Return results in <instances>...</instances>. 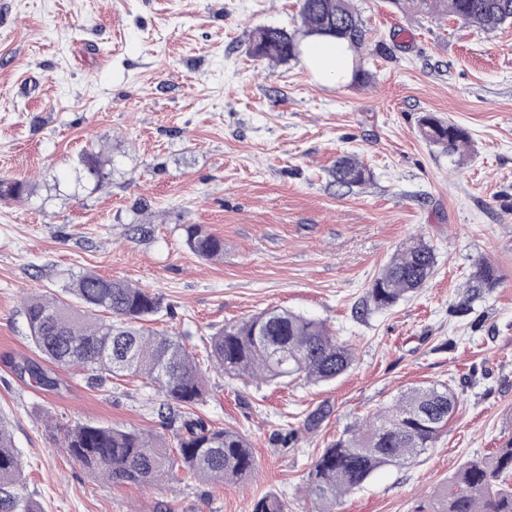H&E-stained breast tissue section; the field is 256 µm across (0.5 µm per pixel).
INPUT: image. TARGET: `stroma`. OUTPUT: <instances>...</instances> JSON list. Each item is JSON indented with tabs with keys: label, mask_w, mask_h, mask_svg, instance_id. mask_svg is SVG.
<instances>
[{
	"label": "stroma",
	"mask_w": 512,
	"mask_h": 512,
	"mask_svg": "<svg viewBox=\"0 0 512 512\" xmlns=\"http://www.w3.org/2000/svg\"><path fill=\"white\" fill-rule=\"evenodd\" d=\"M353 5L367 77L335 85L303 60L249 49V29L299 28L297 0H0V178L33 186L0 201V419L21 455L20 491L41 512H251L269 494L310 512L303 487L322 449L411 387L455 389L447 433L415 464L379 470L339 512H430L465 461L512 440V24ZM428 113L468 130L462 154L421 137ZM88 150L107 161L103 186L83 176ZM348 154L372 171L351 190L330 175ZM186 224L223 238V259L194 254ZM416 237L436 255L425 287L364 308ZM480 259L501 284L457 311ZM86 271L161 294L170 311L153 328L200 359L225 324L272 308L326 322L356 359L320 384L210 370L203 402L168 412L135 376L97 385L60 368V390H42L18 371L40 359L22 302ZM320 408L324 421L305 430ZM190 418L244 434L253 477L110 484L58 443L99 424L173 448ZM287 428L297 435L284 446Z\"/></svg>",
	"instance_id": "1"
}]
</instances>
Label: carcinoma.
<instances>
[{
	"instance_id": "obj_1",
	"label": "carcinoma",
	"mask_w": 512,
	"mask_h": 512,
	"mask_svg": "<svg viewBox=\"0 0 512 512\" xmlns=\"http://www.w3.org/2000/svg\"><path fill=\"white\" fill-rule=\"evenodd\" d=\"M302 32L263 26L249 42L254 56L276 61L298 58L292 47L299 35L314 36L318 28L349 42L360 53L365 31L352 0H299ZM417 13L451 15L465 25L486 30L512 23V0H408ZM429 144L457 154L469 136L462 127L431 113L420 121ZM87 173L106 177L103 162L83 156ZM336 184L347 189L371 179L370 170L354 155L336 160ZM31 185L20 179H0V201L20 200ZM188 248L201 258L224 255V241L198 224L183 226ZM436 257L422 239L395 253L370 288L366 305L390 308L424 287L434 273ZM500 274L486 260L474 264L466 294L457 305L466 310L485 292L498 287ZM35 349L57 367H78L103 383L132 374L146 380L166 404L189 408L203 401L207 390L203 371L180 337L166 330L143 329L140 323L168 310L164 298L130 282L84 272L52 297L36 296L24 305ZM211 366L244 380L272 382L302 377L328 382L344 374L354 361L353 350L339 341L326 324L288 309L273 308L249 319L228 323L210 337ZM39 386L56 389L59 380L41 365L24 367ZM458 407V396L447 384L413 387L331 441L313 462L305 487L313 512H336L337 501L361 487L378 470L412 465L439 437ZM60 447L74 461L113 484L149 485L184 470L204 484L243 482L255 469L247 439L231 428H209L198 420L185 422V434L171 453L161 438L139 430L79 424L64 430ZM21 459L10 429L0 420V512H41L18 489ZM253 512H288L285 501L269 495ZM433 512H512V441L490 456L467 462L448 481Z\"/></svg>"
}]
</instances>
